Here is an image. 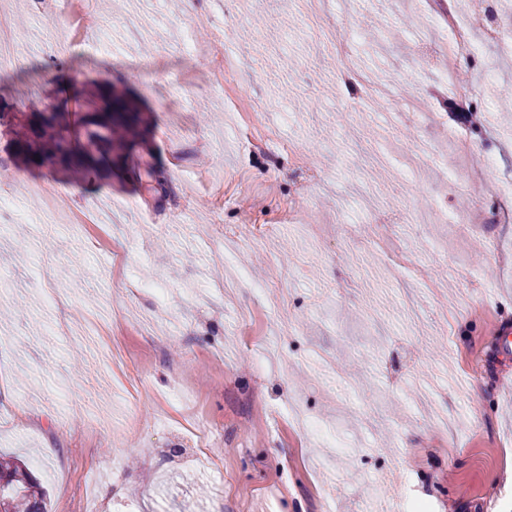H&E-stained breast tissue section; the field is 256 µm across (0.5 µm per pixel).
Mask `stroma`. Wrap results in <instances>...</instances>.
<instances>
[{"label": "stroma", "mask_w": 512, "mask_h": 512, "mask_svg": "<svg viewBox=\"0 0 512 512\" xmlns=\"http://www.w3.org/2000/svg\"><path fill=\"white\" fill-rule=\"evenodd\" d=\"M204 6L222 40L170 0H92L83 24L102 36L62 59L75 82L146 102L136 155L187 211L145 204L128 179L27 166L0 133L17 211L0 218V456L46 488L49 512H83L84 493L108 512L512 502V356L497 350L512 328V55L482 42L457 67L483 106L462 156L445 34L422 0H323L314 24L307 0ZM0 11L18 33L0 112L58 105L48 45L65 18L30 0ZM329 34L345 56L319 51ZM192 42L237 58L230 85ZM345 64L387 77L389 104L354 105ZM254 101L270 107L262 150L243 131ZM479 199L499 221L471 231L459 218Z\"/></svg>", "instance_id": "1"}]
</instances>
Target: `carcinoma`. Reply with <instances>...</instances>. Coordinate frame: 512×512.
Wrapping results in <instances>:
<instances>
[{"label": "carcinoma", "mask_w": 512, "mask_h": 512, "mask_svg": "<svg viewBox=\"0 0 512 512\" xmlns=\"http://www.w3.org/2000/svg\"><path fill=\"white\" fill-rule=\"evenodd\" d=\"M79 95L84 112L76 124L64 111L34 112L14 132L16 153L88 181L112 175L119 163L145 191L166 192L161 169L133 155L147 131L138 104L110 81L83 87ZM0 512H47L46 492L31 472L1 457Z\"/></svg>", "instance_id": "1"}]
</instances>
